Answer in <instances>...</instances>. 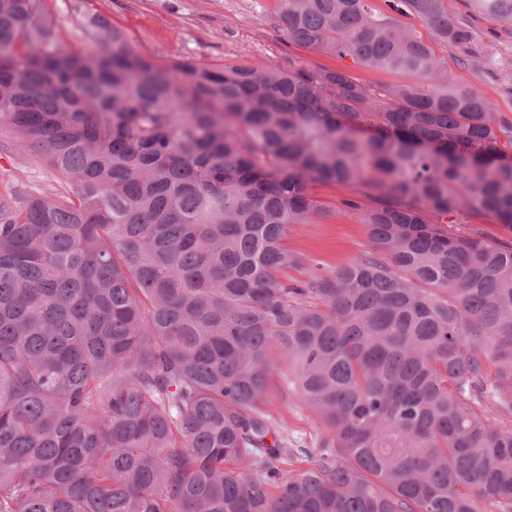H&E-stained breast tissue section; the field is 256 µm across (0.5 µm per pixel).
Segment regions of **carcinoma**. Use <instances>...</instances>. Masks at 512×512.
<instances>
[{
  "mask_svg": "<svg viewBox=\"0 0 512 512\" xmlns=\"http://www.w3.org/2000/svg\"><path fill=\"white\" fill-rule=\"evenodd\" d=\"M280 0L285 42L347 71L161 65L42 0H0V125L68 184L0 201V512H512V122L454 90L400 15L444 0ZM512 25V0H473ZM362 187L373 253L288 284L310 186ZM326 426L290 448L272 373ZM273 440H268V437ZM306 468L294 467L298 457ZM350 73L360 81L379 90L381 87L395 84L405 79L404 76L388 71L367 70L357 67L349 68ZM445 228L454 233H463L474 229L488 239L512 243V224H498L494 218L488 215L469 210L461 214L460 224H446Z\"/></svg>",
  "mask_w": 512,
  "mask_h": 512,
  "instance_id": "cac0c4a2",
  "label": "carcinoma"
}]
</instances>
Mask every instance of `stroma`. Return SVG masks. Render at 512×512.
Here are the masks:
<instances>
[{
    "mask_svg": "<svg viewBox=\"0 0 512 512\" xmlns=\"http://www.w3.org/2000/svg\"><path fill=\"white\" fill-rule=\"evenodd\" d=\"M53 21L51 39L62 51L90 44L88 22L100 17L119 28L134 51L161 64L191 60L203 65H275L314 69L339 68L340 59L281 40L270 23L278 0H42ZM450 15L477 35L474 55L493 50L498 67L480 69L463 63L452 45L435 44L449 87L478 89L512 121V26L499 25L474 10L472 0H444ZM47 163L19 149L13 133L0 126V198L22 199L45 192H65ZM312 195L325 210L313 224H294L287 247L293 258L282 275L305 280L328 274L370 252L368 228L359 211L346 210L347 199L362 200V190L334 182L314 185ZM287 370L274 372L272 393L263 410L268 420L295 446L318 448L328 436L321 420L288 390Z\"/></svg>",
    "mask_w": 512,
    "mask_h": 512,
    "instance_id": "1",
    "label": "stroma"
}]
</instances>
